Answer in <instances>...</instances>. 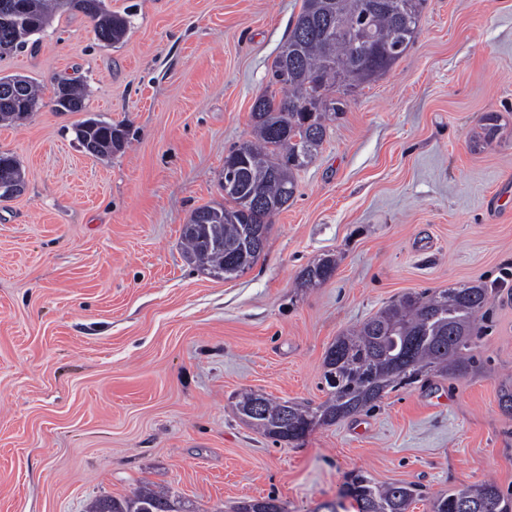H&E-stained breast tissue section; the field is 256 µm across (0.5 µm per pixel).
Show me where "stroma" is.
Here are the masks:
<instances>
[{"label": "stroma", "instance_id": "obj_1", "mask_svg": "<svg viewBox=\"0 0 512 512\" xmlns=\"http://www.w3.org/2000/svg\"><path fill=\"white\" fill-rule=\"evenodd\" d=\"M130 27L99 42L56 15L35 50L0 57L44 104L0 124L23 193L0 202V512H87L143 484L191 512L276 498L288 512L334 505L351 472L419 486L408 512L495 483L512 493V0H427L407 53L347 98L297 191L242 276L184 257L194 210L224 201L229 150L302 0H106ZM82 112L55 111L60 76ZM498 113L491 147L480 119ZM130 145L87 155L86 116ZM333 257L327 281L302 272ZM499 286L475 368L388 391L371 411L277 443L243 422L241 394L327 398L336 336L407 292ZM61 95H64L71 100L78 108L76 111H68V112H82L86 107V93L83 89L78 87L71 79L62 78L56 84V88L54 90V96L52 99L53 106L56 104L57 100ZM66 97H62L59 100L58 108L62 111L65 108H70L71 104Z\"/></svg>", "mask_w": 512, "mask_h": 512}]
</instances>
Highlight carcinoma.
<instances>
[{
    "mask_svg": "<svg viewBox=\"0 0 512 512\" xmlns=\"http://www.w3.org/2000/svg\"><path fill=\"white\" fill-rule=\"evenodd\" d=\"M27 12L10 24L0 22V54L22 49L58 12H80L97 40L120 41L129 20L105 0L77 7L74 0H25ZM427 0H303L288 37L275 57L269 83L284 91L258 97L251 119L254 139L224 158V204L202 206L184 225L185 257L207 274L233 279L249 270L264 251L272 217L294 197L295 172L308 166L323 142L325 121L346 108L355 89L384 75L413 44ZM66 96L81 112L86 93L72 80L56 84L52 102ZM41 106L33 82L20 75L0 77V122L27 118ZM76 140L96 144L98 158L123 151L127 131L120 124L90 117L75 128ZM0 181L25 183L20 161L0 152ZM225 222L200 225L199 212ZM336 261L321 259L307 268L308 284L332 277ZM493 286L462 284L427 293H406L327 349L323 378L328 398L316 405L276 401L261 392L242 394V419L275 442H296L320 425L367 411L384 394L411 384L429 371L463 377L474 364L472 347L482 336ZM417 495L406 483L377 484L362 472L347 483L345 496L356 512H407ZM433 512H512V494L492 483L462 487L437 497ZM90 512H191L180 500L148 485L117 499H97ZM235 512H286L274 498L242 501Z\"/></svg>",
    "mask_w": 512,
    "mask_h": 512,
    "instance_id": "cac0c4a2",
    "label": "carcinoma"
}]
</instances>
